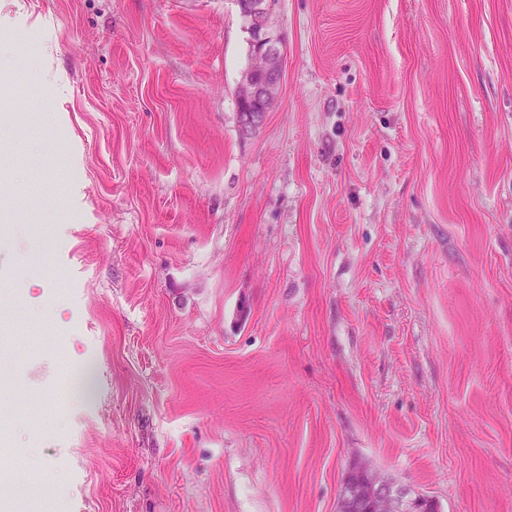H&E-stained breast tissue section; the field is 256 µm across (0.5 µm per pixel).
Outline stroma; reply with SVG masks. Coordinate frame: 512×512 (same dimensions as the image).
<instances>
[{"mask_svg": "<svg viewBox=\"0 0 512 512\" xmlns=\"http://www.w3.org/2000/svg\"><path fill=\"white\" fill-rule=\"evenodd\" d=\"M274 25L245 136L235 0H0V512H512V0ZM86 383L80 373H73L71 364L67 365L64 375L59 377L56 391L55 403L57 406L64 405L69 402L75 392L84 390ZM434 503L423 494L410 496L377 468L354 463L343 480L337 512H429Z\"/></svg>", "mask_w": 512, "mask_h": 512, "instance_id": "obj_1", "label": "stroma"}]
</instances>
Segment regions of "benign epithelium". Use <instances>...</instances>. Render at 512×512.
<instances>
[{
	"label": "benign epithelium",
	"instance_id": "7a95c632",
	"mask_svg": "<svg viewBox=\"0 0 512 512\" xmlns=\"http://www.w3.org/2000/svg\"><path fill=\"white\" fill-rule=\"evenodd\" d=\"M249 34L250 63L238 82L237 112L244 134L258 130L283 81L282 41L272 19L277 0H235ZM434 500L411 496L380 470L355 463L348 469L337 512H433Z\"/></svg>",
	"mask_w": 512,
	"mask_h": 512
}]
</instances>
